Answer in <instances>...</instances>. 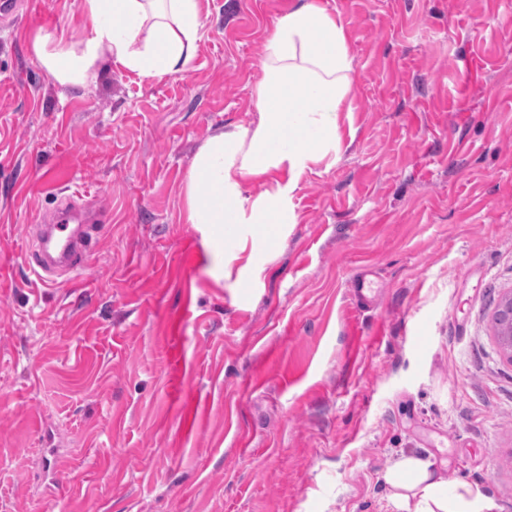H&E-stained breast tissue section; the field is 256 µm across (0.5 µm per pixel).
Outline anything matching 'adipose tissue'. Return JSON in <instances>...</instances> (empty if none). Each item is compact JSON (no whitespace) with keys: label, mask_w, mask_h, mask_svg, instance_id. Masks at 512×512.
Segmentation results:
<instances>
[{"label":"adipose tissue","mask_w":512,"mask_h":512,"mask_svg":"<svg viewBox=\"0 0 512 512\" xmlns=\"http://www.w3.org/2000/svg\"><path fill=\"white\" fill-rule=\"evenodd\" d=\"M80 35L44 32L32 42L36 64L66 87L93 83L112 62L143 79L187 71L201 40L199 0H80ZM265 63L251 90L255 118L215 131L198 149L183 189L187 223L220 249L218 262L242 261V290L280 249L295 215L286 189L256 196L246 184L287 172L298 181L340 147L338 115L352 109L356 79L345 28L320 0H296L263 44ZM418 512H454L448 490L417 457L385 475Z\"/></svg>","instance_id":"adipose-tissue-1"}]
</instances>
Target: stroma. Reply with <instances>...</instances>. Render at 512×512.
Listing matches in <instances>:
<instances>
[{
  "label": "stroma",
  "instance_id": "1",
  "mask_svg": "<svg viewBox=\"0 0 512 512\" xmlns=\"http://www.w3.org/2000/svg\"><path fill=\"white\" fill-rule=\"evenodd\" d=\"M294 2L201 0L187 71L84 88L31 53L80 32L79 0L0 15V512H404L385 475L412 455L512 512V0H322L354 110L336 158L275 174L297 218L246 295L182 189L253 120ZM72 194L111 220L45 283L21 227ZM494 324L501 353L512 363V292L500 302L494 314Z\"/></svg>",
  "mask_w": 512,
  "mask_h": 512
}]
</instances>
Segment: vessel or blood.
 I'll list each match as a JSON object with an SVG mask.
<instances>
[{"instance_id": "vessel-or-blood-1", "label": "vessel or blood", "mask_w": 512, "mask_h": 512, "mask_svg": "<svg viewBox=\"0 0 512 512\" xmlns=\"http://www.w3.org/2000/svg\"><path fill=\"white\" fill-rule=\"evenodd\" d=\"M93 226L85 206L66 202L48 222L23 227L25 262L42 281L83 269L96 245Z\"/></svg>"}]
</instances>
